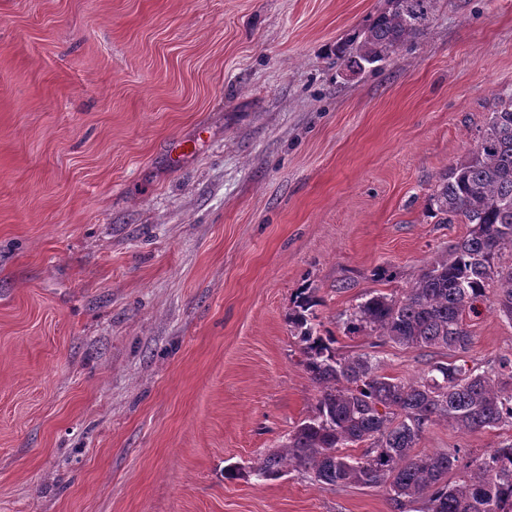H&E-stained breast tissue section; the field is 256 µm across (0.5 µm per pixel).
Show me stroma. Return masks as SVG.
<instances>
[{
    "label": "stroma",
    "mask_w": 512,
    "mask_h": 512,
    "mask_svg": "<svg viewBox=\"0 0 512 512\" xmlns=\"http://www.w3.org/2000/svg\"><path fill=\"white\" fill-rule=\"evenodd\" d=\"M388 0H0V512H396L255 468L318 389L288 315L408 381L447 350L345 322L468 231L426 200L512 88V0H434L350 72ZM470 365L512 321L467 317ZM512 428L426 431L472 455ZM387 12L380 13L361 32L336 45V57L352 70L382 61L414 32L425 26L434 0H389Z\"/></svg>",
    "instance_id": "obj_1"
}]
</instances>
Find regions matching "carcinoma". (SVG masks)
Masks as SVG:
<instances>
[{"label":"carcinoma","mask_w":512,"mask_h":512,"mask_svg":"<svg viewBox=\"0 0 512 512\" xmlns=\"http://www.w3.org/2000/svg\"><path fill=\"white\" fill-rule=\"evenodd\" d=\"M388 11L336 45L337 59L362 71L393 53L425 26L434 0H389ZM427 212L439 224H467L451 253L436 259L400 296L372 291L347 318L350 333L369 330L407 348L447 349L458 355L472 344L465 316L501 285L494 309L512 321V89L496 94L481 137L469 158L441 174ZM319 300L309 288L295 297L288 316L299 340L302 365L318 388L313 413L256 468L271 478L302 467L330 486L384 487L398 510L419 500L423 512H512V441L470 459L461 448L416 454L430 426L461 430L512 427V359L477 373L466 363L435 361L417 378L381 373L369 353L341 356L336 338L315 320ZM360 445L362 453L344 452ZM461 476L448 481V473Z\"/></svg>","instance_id":"cac0c4a2"}]
</instances>
